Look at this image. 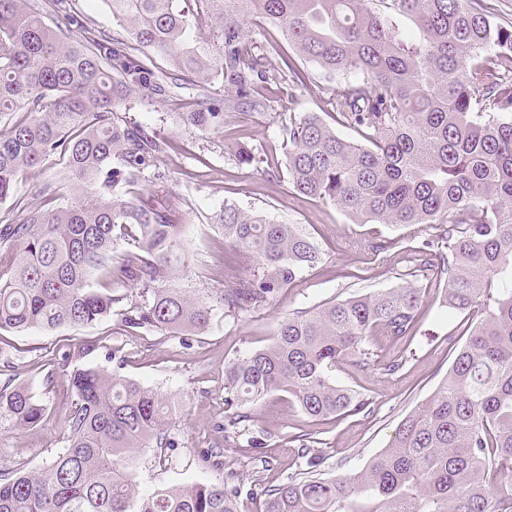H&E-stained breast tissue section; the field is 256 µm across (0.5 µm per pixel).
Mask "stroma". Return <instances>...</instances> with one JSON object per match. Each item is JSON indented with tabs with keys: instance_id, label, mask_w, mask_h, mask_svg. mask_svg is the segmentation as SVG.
<instances>
[{
	"instance_id": "stroma-1",
	"label": "stroma",
	"mask_w": 512,
	"mask_h": 512,
	"mask_svg": "<svg viewBox=\"0 0 512 512\" xmlns=\"http://www.w3.org/2000/svg\"><path fill=\"white\" fill-rule=\"evenodd\" d=\"M330 83L323 75L295 89L293 95L266 90L267 110L237 109L221 129L207 133L175 124L172 113L182 111L191 87L167 83L164 95L146 93L131 99L120 116L127 124L170 141L159 167L165 172V199L180 211L185 256L193 287L216 295L237 287L252 275L255 264L233 254L218 229L209 224L212 213L233 204L264 214L283 224H299L321 250V261L304 271L296 286L280 290L271 305L228 313L217 308L201 333L153 331L127 334L116 319L86 327L54 331L32 329L0 334V360L12 357L17 379L43 398L50 410L34 426L0 429V469H37L64 447V416L71 402L70 375L84 367H102L124 379L155 389L177 406L169 430L173 447L164 453L140 449L134 473L139 492L193 482H225L239 486L240 512H257L267 487L284 483L303 470L297 458V436L323 458L320 470L343 477L362 468L386 448L399 423L427 400L447 375L457 350L467 339L468 323L442 304L441 286L434 277H410L407 249L431 238L430 229L385 224H354L332 204L294 195L286 173H264L239 166L238 144L256 153L287 151L281 124L290 115L335 117L324 104ZM61 176L59 165L46 161L19 174L15 197L0 203V219L17 220L23 208L36 205L44 185ZM388 241L386 250H369V241ZM414 282L421 304L413 340L400 347L386 336L371 344V364L360 369L346 360L336 366L337 384L353 388L369 401V413L316 421L305 416L278 393L251 410L250 429L264 440L249 451L229 447L224 440V365L229 360L269 345L281 320L295 311L356 293L395 288ZM115 360H107L106 351ZM406 362L395 374L387 364L397 354ZM216 461H205L206 453Z\"/></svg>"
}]
</instances>
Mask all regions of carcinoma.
I'll return each mask as SVG.
<instances>
[{"label": "carcinoma", "instance_id": "obj_1", "mask_svg": "<svg viewBox=\"0 0 512 512\" xmlns=\"http://www.w3.org/2000/svg\"><path fill=\"white\" fill-rule=\"evenodd\" d=\"M117 28L96 27L73 0H0V202L18 174L54 158L62 177L22 219L0 224V332L120 319L128 332H201L215 305L270 304L321 252L298 224L226 205L211 223L258 270L215 301L175 286L186 273L182 225L136 191L167 141L118 112L162 92L165 61L205 92L178 112L200 131L227 112L267 107L258 87L293 90L311 64L340 79L326 100L346 140L315 112L282 126L293 192L331 203L354 224H421L435 239L410 249L413 272L444 280L453 312L479 314L448 376L399 424L387 448L341 478L318 472L300 439L304 475L265 490L263 512H512V26L479 0H102ZM255 13L294 55L252 40ZM410 20V37L399 19ZM212 34L203 35V21ZM74 194L66 204L62 198ZM135 250L115 254L120 243ZM141 286L139 296L110 287ZM420 289L354 294L280 321L273 342L224 365V440L248 434L247 406L287 393L307 416L361 413L368 400L336 384L346 357L369 365L372 336L413 335ZM64 448L45 467L0 472V512H237L240 491L193 483L143 495L141 448L171 447L176 408L161 393L97 367L71 374ZM47 404L13 374L0 380V426L37 425Z\"/></svg>", "mask_w": 512, "mask_h": 512}]
</instances>
